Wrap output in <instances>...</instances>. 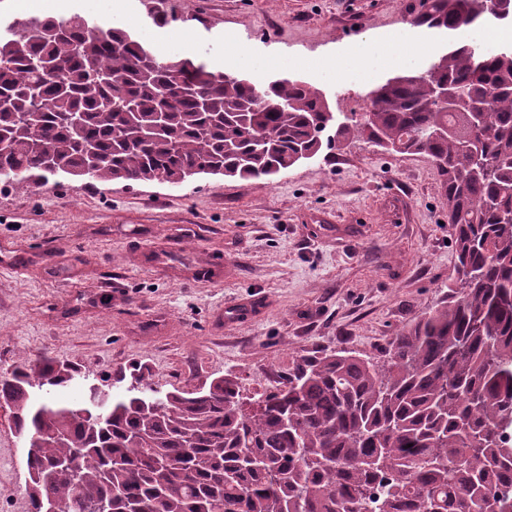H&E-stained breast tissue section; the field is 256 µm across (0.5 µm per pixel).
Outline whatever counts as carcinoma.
Returning <instances> with one entry per match:
<instances>
[{
    "label": "carcinoma",
    "mask_w": 512,
    "mask_h": 512,
    "mask_svg": "<svg viewBox=\"0 0 512 512\" xmlns=\"http://www.w3.org/2000/svg\"><path fill=\"white\" fill-rule=\"evenodd\" d=\"M482 2L421 0L411 23L448 48L342 122L302 79L259 88L195 56L160 58L121 26L31 17L0 31V180L261 179L357 136L434 159L457 257L446 294L382 360L304 358L251 409L230 374L163 393L161 413L127 388L100 419L83 415L92 385L53 397L80 374L74 364L41 358L0 374L16 432L43 440L27 455L29 512L52 497L80 498L81 512L105 499L112 512H213L218 501L224 512H512V44L487 51L463 37L489 19L512 24V0L503 15ZM152 4L157 26L177 20L166 0ZM440 84L466 105H437ZM60 458L74 472L45 481Z\"/></svg>",
    "instance_id": "1"
}]
</instances>
